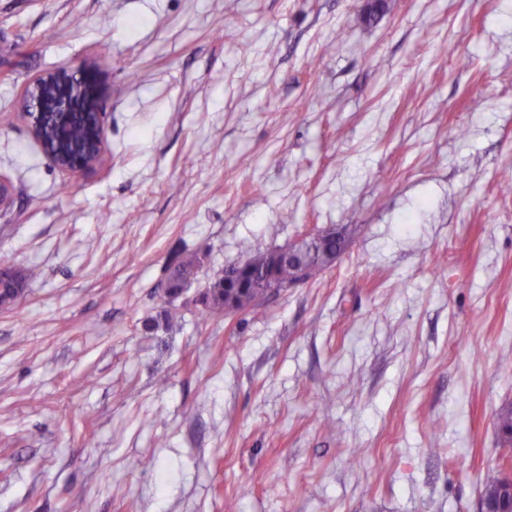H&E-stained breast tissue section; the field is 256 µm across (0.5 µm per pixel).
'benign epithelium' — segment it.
Here are the masks:
<instances>
[{
    "label": "benign epithelium",
    "mask_w": 512,
    "mask_h": 512,
    "mask_svg": "<svg viewBox=\"0 0 512 512\" xmlns=\"http://www.w3.org/2000/svg\"><path fill=\"white\" fill-rule=\"evenodd\" d=\"M103 69L96 60H87L76 67H65L43 72L33 77L25 87L20 114L33 136L48 157L60 169L80 173L92 169L105 152L106 128L104 112ZM83 111L98 118L96 134L82 149L72 153L57 154L53 146L66 141L65 122L48 126L43 121L47 112L69 113ZM477 512H512V475L502 476L498 508H491L488 501L480 499Z\"/></svg>",
    "instance_id": "benign-epithelium-1"
}]
</instances>
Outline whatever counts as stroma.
Wrapping results in <instances>:
<instances>
[{"label":"stroma","mask_w":512,"mask_h":512,"mask_svg":"<svg viewBox=\"0 0 512 512\" xmlns=\"http://www.w3.org/2000/svg\"><path fill=\"white\" fill-rule=\"evenodd\" d=\"M90 56L72 174L17 102ZM0 178V512H476L512 460V0H0ZM349 224L263 315L196 303ZM271 251V250H270ZM270 251L256 252L247 261L233 264L224 269L203 293L204 303L211 312H229L245 310L256 305L259 290H253L242 294L234 309H227L224 300L225 281L228 288H238L243 281H251L256 275H260L264 267L267 254ZM198 265V254L183 257L182 259L176 261L173 265H171L169 268V274L167 278L169 292L175 293L178 290V288L181 287L184 280H186L191 275H195L196 268Z\"/></svg>","instance_id":"obj_1"}]
</instances>
